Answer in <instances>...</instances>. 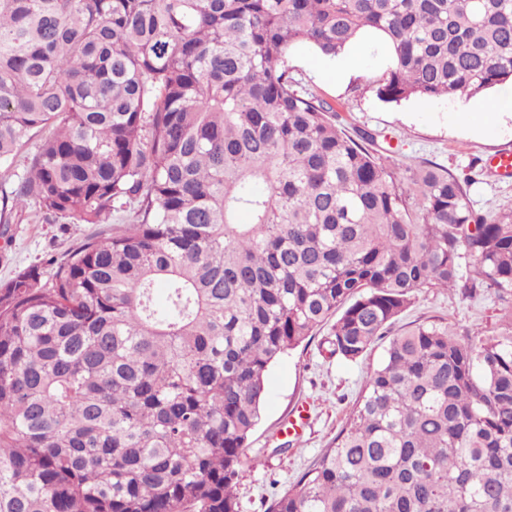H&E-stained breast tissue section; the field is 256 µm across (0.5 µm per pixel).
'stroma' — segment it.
Masks as SVG:
<instances>
[{"mask_svg": "<svg viewBox=\"0 0 512 512\" xmlns=\"http://www.w3.org/2000/svg\"><path fill=\"white\" fill-rule=\"evenodd\" d=\"M387 57L383 44H360L350 73L335 78L327 74L324 57L310 47L297 46L288 51L285 65L303 88L319 91L339 109L348 130L371 132L379 155L402 164L429 161L456 176L470 177L467 194L480 213L492 215L512 207L511 178L489 170L479 176L473 173L474 162H487L500 149H512V116L484 123L472 101L463 99L383 102L374 86L386 69ZM135 221L130 210L98 226L10 225L7 234L0 235V279L19 268L61 259L93 232L107 236ZM502 308L490 292L466 297L457 289L426 288L388 333L394 336L416 323L435 322L492 335L502 327ZM330 333V326H322L270 369V395L244 450L245 463L236 481L240 512H268L276 496L315 463L344 425L368 373L382 361L386 339L378 340L357 362L330 358L326 351ZM299 409L304 410L306 423L299 438L292 439L285 425ZM284 442L289 445L285 452L279 449Z\"/></svg>", "mask_w": 512, "mask_h": 512, "instance_id": "35a3bbf8", "label": "stroma"}]
</instances>
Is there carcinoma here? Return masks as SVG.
Masks as SVG:
<instances>
[{"instance_id": "carcinoma-1", "label": "carcinoma", "mask_w": 512, "mask_h": 512, "mask_svg": "<svg viewBox=\"0 0 512 512\" xmlns=\"http://www.w3.org/2000/svg\"><path fill=\"white\" fill-rule=\"evenodd\" d=\"M362 38L384 102L512 82V0H0V166L35 145L0 224L136 214L0 280V512H239L267 373L323 322L355 362L424 288L512 297V208L374 153L284 65ZM502 325L392 337L269 512H512Z\"/></svg>"}]
</instances>
